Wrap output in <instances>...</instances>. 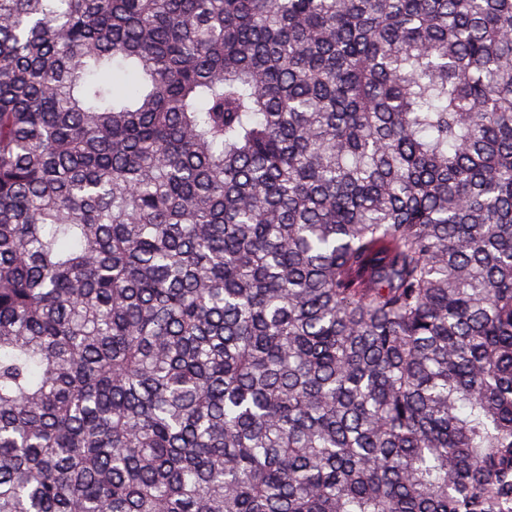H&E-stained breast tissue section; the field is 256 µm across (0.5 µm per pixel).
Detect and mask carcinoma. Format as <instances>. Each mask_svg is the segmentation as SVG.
Here are the masks:
<instances>
[{
  "label": "carcinoma",
  "mask_w": 512,
  "mask_h": 512,
  "mask_svg": "<svg viewBox=\"0 0 512 512\" xmlns=\"http://www.w3.org/2000/svg\"><path fill=\"white\" fill-rule=\"evenodd\" d=\"M0 512H512V0H0Z\"/></svg>",
  "instance_id": "carcinoma-1"
}]
</instances>
